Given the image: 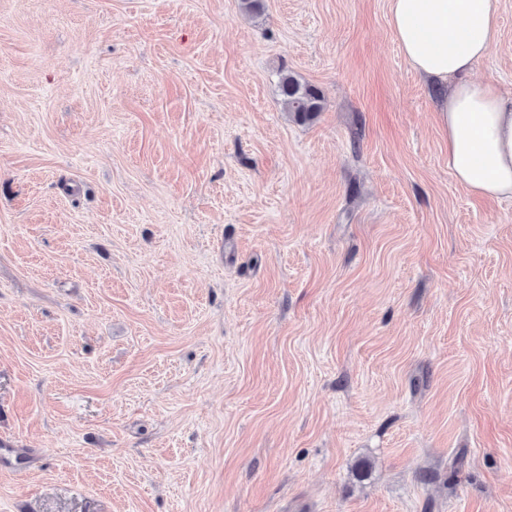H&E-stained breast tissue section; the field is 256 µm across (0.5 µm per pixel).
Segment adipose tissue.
<instances>
[{
	"label": "adipose tissue",
	"instance_id": "ef3b65f1",
	"mask_svg": "<svg viewBox=\"0 0 512 512\" xmlns=\"http://www.w3.org/2000/svg\"><path fill=\"white\" fill-rule=\"evenodd\" d=\"M389 26L410 66L443 89L457 183L478 198L512 199V99L469 78L500 36L499 0H390Z\"/></svg>",
	"mask_w": 512,
	"mask_h": 512
}]
</instances>
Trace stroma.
Listing matches in <instances>:
<instances>
[{
  "mask_svg": "<svg viewBox=\"0 0 512 512\" xmlns=\"http://www.w3.org/2000/svg\"><path fill=\"white\" fill-rule=\"evenodd\" d=\"M263 4L0 0V512H512V199L389 0ZM277 88L287 111L295 121L310 122L322 112L321 91L311 84L302 82L292 72L284 71L280 74Z\"/></svg>",
  "mask_w": 512,
  "mask_h": 512,
  "instance_id": "stroma-1",
  "label": "stroma"
}]
</instances>
